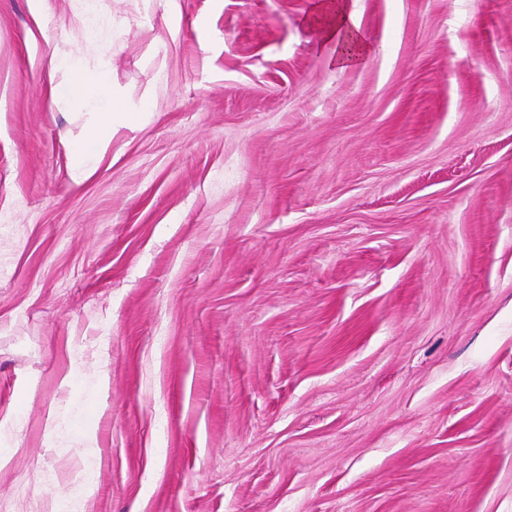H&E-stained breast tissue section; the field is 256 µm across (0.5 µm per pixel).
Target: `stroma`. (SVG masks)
<instances>
[{"label": "stroma", "mask_w": 512, "mask_h": 512, "mask_svg": "<svg viewBox=\"0 0 512 512\" xmlns=\"http://www.w3.org/2000/svg\"><path fill=\"white\" fill-rule=\"evenodd\" d=\"M347 3L0 0V512H512V0ZM336 25L326 35V42H332L336 48V65L340 68L355 66L364 62L372 46L363 36L360 27L347 2L336 1ZM52 76L62 75V80L54 87L59 99L88 109L92 122L83 140L73 149L72 180L81 183L88 161L99 156L105 144L112 139V128L118 112L112 98V84L105 73L88 76L84 73L79 54L54 55L49 59Z\"/></svg>", "instance_id": "1"}]
</instances>
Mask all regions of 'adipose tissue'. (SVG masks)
Segmentation results:
<instances>
[{
	"instance_id": "1",
	"label": "adipose tissue",
	"mask_w": 512,
	"mask_h": 512,
	"mask_svg": "<svg viewBox=\"0 0 512 512\" xmlns=\"http://www.w3.org/2000/svg\"><path fill=\"white\" fill-rule=\"evenodd\" d=\"M336 24L326 35L336 51V64L347 68L364 62L372 52L371 45L346 0H337ZM51 74L60 75L54 88L55 95L76 106L87 109L92 117L83 140L73 149L72 180L81 183L89 160L99 156L112 138L114 120L118 114L112 98V84L107 74L86 75L80 55L52 56L49 60Z\"/></svg>"
}]
</instances>
